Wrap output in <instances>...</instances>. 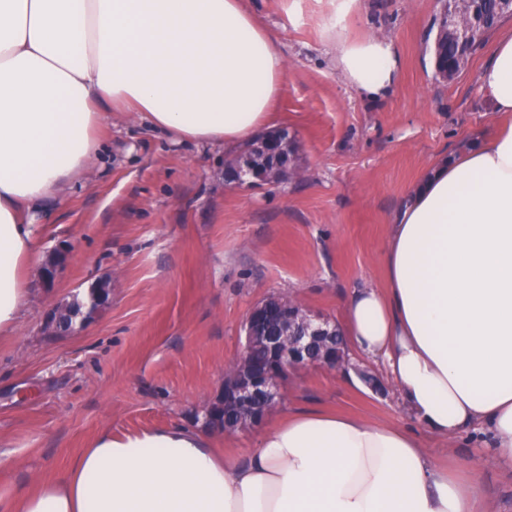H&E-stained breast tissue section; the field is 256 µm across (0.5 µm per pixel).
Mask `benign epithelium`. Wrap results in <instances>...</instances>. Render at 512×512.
Masks as SVG:
<instances>
[{"label": "benign epithelium", "mask_w": 512, "mask_h": 512, "mask_svg": "<svg viewBox=\"0 0 512 512\" xmlns=\"http://www.w3.org/2000/svg\"><path fill=\"white\" fill-rule=\"evenodd\" d=\"M448 17L439 37L454 38L460 46L472 49L483 38L482 22L475 17L476 0H448ZM288 132L263 135L249 150L236 156L227 166L230 181L249 175L259 182L279 181L288 177L292 164L288 149ZM66 253L55 251L41 266L44 285L51 286ZM245 341L230 374L224 375V389L211 403L202 418L205 427L224 432L253 428L261 424L280 396L281 383L288 374L306 367L340 366L343 352L336 349V326L318 322L309 311L286 300L267 297L255 303L244 323ZM261 349L266 362L253 360L252 353Z\"/></svg>", "instance_id": "benign-epithelium-1"}]
</instances>
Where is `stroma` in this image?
<instances>
[{
  "label": "stroma",
  "instance_id": "35a3bbf8",
  "mask_svg": "<svg viewBox=\"0 0 512 512\" xmlns=\"http://www.w3.org/2000/svg\"><path fill=\"white\" fill-rule=\"evenodd\" d=\"M362 2L342 14L338 0H247L288 59L276 127L296 141L300 177L238 186L225 177L224 148L105 112L96 165L39 219L37 260L57 248L68 255L52 287L31 270L28 304L0 336V499L65 476L101 434L194 426L222 390L257 301L291 296L341 325L348 293L383 286L388 220L407 189L497 125L477 84L492 44L449 83L427 51L441 0ZM373 31L401 58L376 102L347 86L334 62L337 35ZM105 278L108 306L66 334H44L58 301ZM352 360L382 391L341 371L298 369L261 427L207 430L211 447L233 459L289 414L332 411L408 430L438 465L478 453L473 431L449 440L421 425L382 362ZM478 495L482 512H512V469L484 464Z\"/></svg>",
  "mask_w": 512,
  "mask_h": 512
}]
</instances>
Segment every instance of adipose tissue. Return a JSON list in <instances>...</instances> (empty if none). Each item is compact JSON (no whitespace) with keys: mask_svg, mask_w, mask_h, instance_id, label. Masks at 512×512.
Segmentation results:
<instances>
[{"mask_svg":"<svg viewBox=\"0 0 512 512\" xmlns=\"http://www.w3.org/2000/svg\"><path fill=\"white\" fill-rule=\"evenodd\" d=\"M346 85L378 100L400 56L389 36L336 41ZM287 59L245 0H0V335L29 294L36 215L94 166L103 105L199 146L266 128ZM512 116V26L477 78ZM385 285L344 300L348 346L380 358L414 416L477 429L512 467V125L436 163L389 227ZM480 462L438 468L405 430L298 412L241 458L198 429L101 435L62 479L0 512H473Z\"/></svg>","mask_w":512,"mask_h":512,"instance_id":"obj_1","label":"adipose tissue"}]
</instances>
